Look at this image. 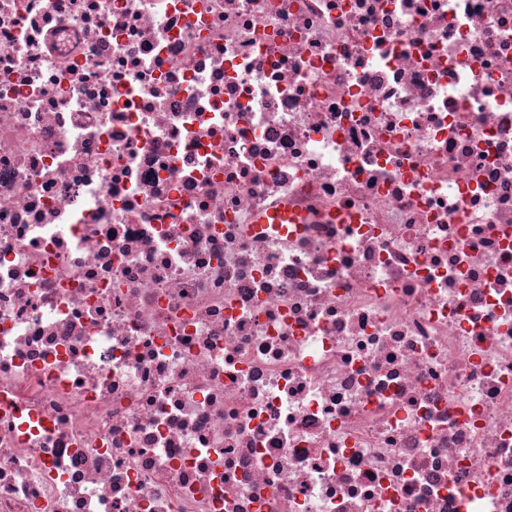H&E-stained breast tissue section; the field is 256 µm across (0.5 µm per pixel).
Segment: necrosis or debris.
Segmentation results:
<instances>
[{"instance_id": "obj_1", "label": "necrosis or debris", "mask_w": 512, "mask_h": 512, "mask_svg": "<svg viewBox=\"0 0 512 512\" xmlns=\"http://www.w3.org/2000/svg\"><path fill=\"white\" fill-rule=\"evenodd\" d=\"M0 512H512V0H0Z\"/></svg>"}]
</instances>
